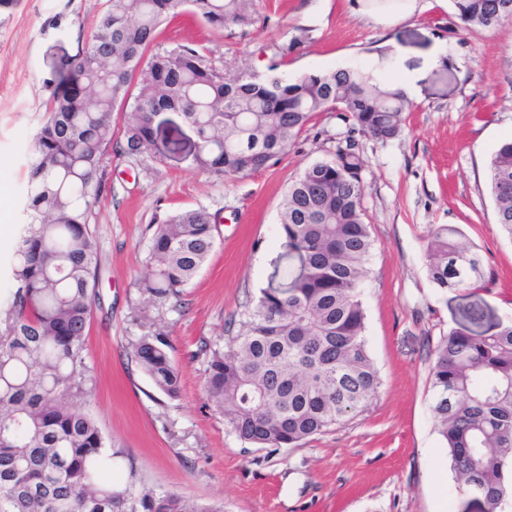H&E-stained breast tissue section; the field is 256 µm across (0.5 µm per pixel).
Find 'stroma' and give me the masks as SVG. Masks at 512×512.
<instances>
[{"mask_svg":"<svg viewBox=\"0 0 512 512\" xmlns=\"http://www.w3.org/2000/svg\"><path fill=\"white\" fill-rule=\"evenodd\" d=\"M106 0H13L0 9V306L15 288L10 259L30 191L36 132L54 80L87 38ZM353 0H259L249 26L211 28L185 12L157 32L152 52L205 48L229 77H297L341 65L379 67L414 81L406 129L395 139L357 136L365 160L363 205L373 239L362 300L370 355L382 386L368 409L296 448L242 442L204 391V344L236 335L280 252L289 183L328 158L348 126L315 115L287 155L224 178L188 167L165 148L140 160L112 152L92 227L97 295L85 341L82 401L112 442L111 479L178 493L224 512H484L454 488L430 413L428 371L440 336L512 320V239L495 219L488 163L512 137V24L465 31L451 0H417L389 28L354 13ZM218 217L216 246L180 300L139 286L149 240L177 212ZM462 232L484 277L469 288L434 287L429 231ZM166 336L180 370L177 398L160 394L131 356L144 336Z\"/></svg>","mask_w":512,"mask_h":512,"instance_id":"1","label":"stroma"}]
</instances>
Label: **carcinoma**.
Segmentation results:
<instances>
[{
    "mask_svg": "<svg viewBox=\"0 0 512 512\" xmlns=\"http://www.w3.org/2000/svg\"><path fill=\"white\" fill-rule=\"evenodd\" d=\"M253 0H107L87 42L71 56L35 137L30 221L13 255L16 288L0 320V512H223L169 491L120 487L99 472L111 441L79 405L88 382L85 332L95 295L97 241L91 217L112 146L136 159L162 140L152 124L178 110L199 145L200 172L239 177L288 154L314 115L338 112L360 134L399 137L410 105L392 81L362 68L257 82L224 76L199 49L147 55L158 28L187 8L223 29L255 22ZM466 29L512 23V0H453ZM139 91L131 96L135 78ZM130 107L122 138L112 112ZM364 161L356 140L336 139L327 159L289 185L281 253L259 303L224 345H204L205 392L230 428L257 448H293L364 412L381 379L367 347L361 290L372 247L363 207ZM496 222L512 237V140L488 165ZM216 218L199 207L157 225L140 287L178 298L215 248ZM457 227L430 230L428 275L438 288L482 278L480 256ZM430 411L456 490L486 512L512 506V321L492 333L454 329L433 349ZM132 356L164 396L180 393L165 337L145 336Z\"/></svg>",
    "mask_w": 512,
    "mask_h": 512,
    "instance_id": "cac0c4a2",
    "label": "carcinoma"
}]
</instances>
